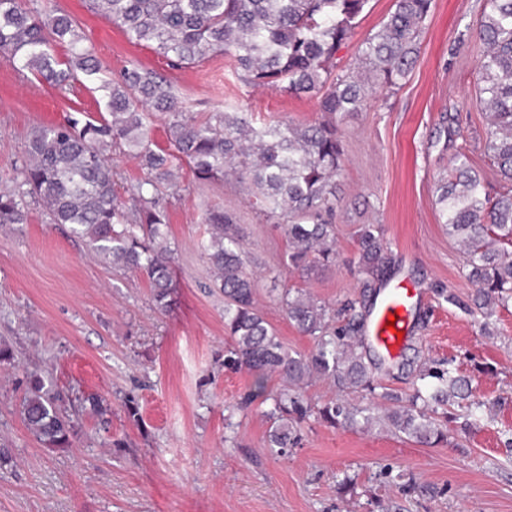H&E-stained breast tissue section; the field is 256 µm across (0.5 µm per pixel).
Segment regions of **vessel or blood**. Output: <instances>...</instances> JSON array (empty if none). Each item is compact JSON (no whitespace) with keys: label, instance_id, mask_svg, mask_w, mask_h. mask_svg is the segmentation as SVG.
Masks as SVG:
<instances>
[{"label":"vessel or blood","instance_id":"vessel-or-blood-1","mask_svg":"<svg viewBox=\"0 0 512 512\" xmlns=\"http://www.w3.org/2000/svg\"><path fill=\"white\" fill-rule=\"evenodd\" d=\"M412 295L408 288L393 287L376 307L368 326V339L387 356L397 355L405 345L403 335L409 330Z\"/></svg>","mask_w":512,"mask_h":512}]
</instances>
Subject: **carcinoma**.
I'll return each mask as SVG.
<instances>
[{"label":"carcinoma","mask_w":512,"mask_h":512,"mask_svg":"<svg viewBox=\"0 0 512 512\" xmlns=\"http://www.w3.org/2000/svg\"><path fill=\"white\" fill-rule=\"evenodd\" d=\"M370 0H91V9L119 25L129 38L143 42L172 68L189 65L214 53L235 62L245 84L311 95L324 119L314 125L288 123L254 127L238 112H217L213 120L193 123L166 81L134 67L112 83L108 108L112 120L77 119L30 133V161L13 190L0 191V224H24L23 197L46 205L52 223L69 224L92 251L121 270L145 276L153 301L167 306L171 286V253L163 227L167 212L159 206V185L172 176L174 161L183 160L194 177L207 181L236 166L250 176L252 195L261 211L288 212V266L302 275L336 262L337 178L344 162L338 117L356 112L378 88L392 89L406 78L419 53L433 0H394L393 10L359 50L361 71L337 72V55L347 46ZM79 23L61 11L41 13L28 0H0V52L38 73L50 85L65 87L77 72L92 75L100 64L84 47ZM476 105L485 115V154L502 185L492 194L468 155L455 154L448 177L439 180L437 204L448 234L464 246L467 276L475 285V306L484 319L499 305L512 302V0H486L476 27ZM56 46L68 49L56 59ZM169 115L170 152L148 145L145 109ZM112 143L139 159L146 177L129 188V202L114 194L115 166L105 154ZM208 243L202 249L224 292V329L230 344L224 365L255 376V390L237 409L248 410L267 394L275 375L288 387L272 395L274 407L268 445L283 453L295 443L291 416L311 412L331 424H369L372 405L329 402L312 409L290 392L317 375L331 379L341 391L375 394L373 371L366 364L358 335L364 328L361 310L349 302L330 323L325 306L302 291L285 290L281 303L289 321L315 339L309 354L290 353L257 307V282L246 270L245 251L227 214L211 210ZM359 265L379 280L365 290L378 296L395 266V256L380 228L364 224L358 231ZM417 379L423 388L405 402L395 394L385 420L397 432L419 443L448 441L445 426L456 400L469 397V384L449 370L422 364ZM442 418H437V414ZM28 428L49 448L70 446L75 423L61 406L60 395L45 389L43 379L30 376L23 399Z\"/></svg>","instance_id":"1"}]
</instances>
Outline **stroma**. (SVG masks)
Returning a JSON list of instances; mask_svg holds the SVG:
<instances>
[{"label":"stroma","instance_id":"stroma-1","mask_svg":"<svg viewBox=\"0 0 512 512\" xmlns=\"http://www.w3.org/2000/svg\"><path fill=\"white\" fill-rule=\"evenodd\" d=\"M485 0H434L421 48L400 87L371 94L342 117L345 165L335 265L305 276L285 264L287 215H266L237 170L197 181L177 165L159 203L168 214L172 288L166 309L150 283L114 269L27 199L23 224H0V512H512V306L488 325L470 315L476 289L457 238L439 218L436 187L458 149L490 189L485 121L475 103V29ZM75 16L101 65L57 90L0 55V190L22 179L30 132L70 118H108L106 82L126 68L164 77L187 116L242 112L253 125L320 121L315 98L244 86L215 54L181 69L94 14L88 0H34ZM460 129L436 143L445 118ZM220 208L233 217L257 279L260 311L284 347L310 353L281 297L300 288L329 311L360 298L357 231L377 224L394 252L391 284L416 289L405 359L444 364L483 406L456 408L448 440L425 445L383 423L329 424L310 415L287 456L268 446L271 402L240 411L254 377L224 366V295L200 249ZM61 391L76 425L69 448L27 428L30 372ZM104 399L97 417L84 405ZM136 407L130 416L128 407Z\"/></svg>","mask_w":512,"mask_h":512}]
</instances>
